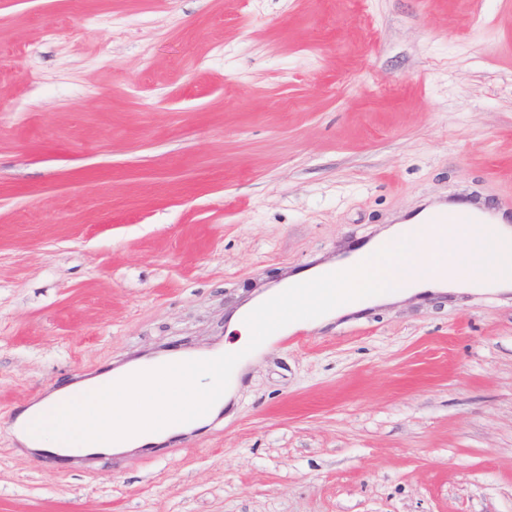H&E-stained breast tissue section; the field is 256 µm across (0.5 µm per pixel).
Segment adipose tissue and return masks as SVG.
<instances>
[{
	"mask_svg": "<svg viewBox=\"0 0 512 512\" xmlns=\"http://www.w3.org/2000/svg\"><path fill=\"white\" fill-rule=\"evenodd\" d=\"M365 258L324 263L318 289L332 288L333 301L317 292L295 294L276 320L287 327L316 326L372 305H386L430 291L471 284L477 274L490 285L512 289V227L505 224H397L365 247ZM293 281L236 310L229 319L235 343L207 352L206 371L183 376L165 357L140 359L94 378L62 386L16 417L13 434L30 455L58 452L73 458L93 453L143 450L204 426L232 397L236 376L268 344L260 311L282 299ZM228 359L230 373L219 362Z\"/></svg>",
	"mask_w": 512,
	"mask_h": 512,
	"instance_id": "obj_1",
	"label": "adipose tissue"
}]
</instances>
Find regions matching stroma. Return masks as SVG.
I'll use <instances>...</instances> for the list:
<instances>
[{"instance_id":"35a3bbf8","label":"stroma","mask_w":512,"mask_h":512,"mask_svg":"<svg viewBox=\"0 0 512 512\" xmlns=\"http://www.w3.org/2000/svg\"><path fill=\"white\" fill-rule=\"evenodd\" d=\"M452 192L512 195V0H0V512H512V292L273 344L148 453L12 434Z\"/></svg>"}]
</instances>
